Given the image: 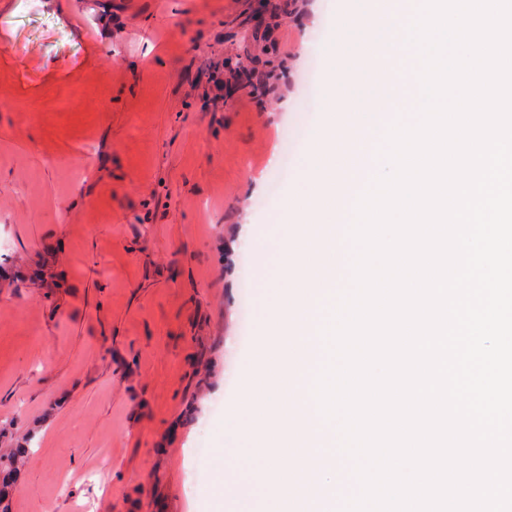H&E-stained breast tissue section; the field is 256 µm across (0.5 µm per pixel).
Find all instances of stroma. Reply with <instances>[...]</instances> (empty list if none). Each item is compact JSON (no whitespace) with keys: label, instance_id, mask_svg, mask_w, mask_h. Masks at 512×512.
Instances as JSON below:
<instances>
[{"label":"stroma","instance_id":"35a3bbf8","mask_svg":"<svg viewBox=\"0 0 512 512\" xmlns=\"http://www.w3.org/2000/svg\"><path fill=\"white\" fill-rule=\"evenodd\" d=\"M265 2L271 40L250 20ZM342 0H0V453L10 512H210L242 308ZM259 61L267 87H235ZM223 79L235 91L216 95Z\"/></svg>","mask_w":512,"mask_h":512}]
</instances>
